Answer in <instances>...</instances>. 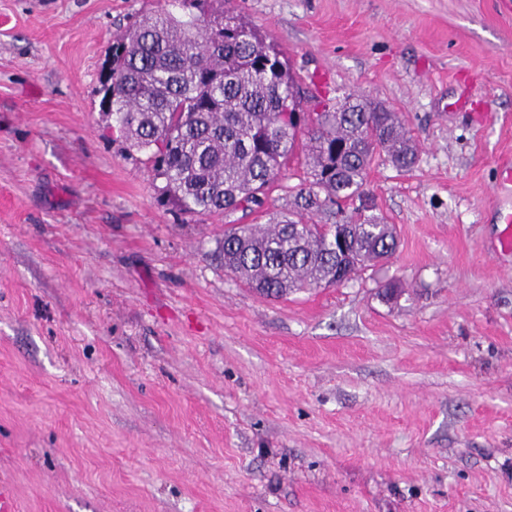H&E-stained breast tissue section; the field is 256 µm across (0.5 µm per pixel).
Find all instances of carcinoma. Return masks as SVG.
<instances>
[{"mask_svg":"<svg viewBox=\"0 0 512 512\" xmlns=\"http://www.w3.org/2000/svg\"><path fill=\"white\" fill-rule=\"evenodd\" d=\"M112 115L163 180L161 200L198 216L267 217L225 225L216 248L224 272L264 298L340 286L396 249L366 178L381 154L399 170L417 162L397 113L356 94L326 107L224 0H173L113 40ZM294 178L288 209L269 210L272 187Z\"/></svg>","mask_w":512,"mask_h":512,"instance_id":"cac0c4a2","label":"carcinoma"}]
</instances>
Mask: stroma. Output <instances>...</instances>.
I'll return each mask as SVG.
<instances>
[{
	"label": "stroma",
	"mask_w": 512,
	"mask_h": 512,
	"mask_svg": "<svg viewBox=\"0 0 512 512\" xmlns=\"http://www.w3.org/2000/svg\"><path fill=\"white\" fill-rule=\"evenodd\" d=\"M164 2L0 0V485L19 512H512V0H226L419 151L367 175L394 255L279 301L101 113Z\"/></svg>",
	"instance_id": "35a3bbf8"
}]
</instances>
